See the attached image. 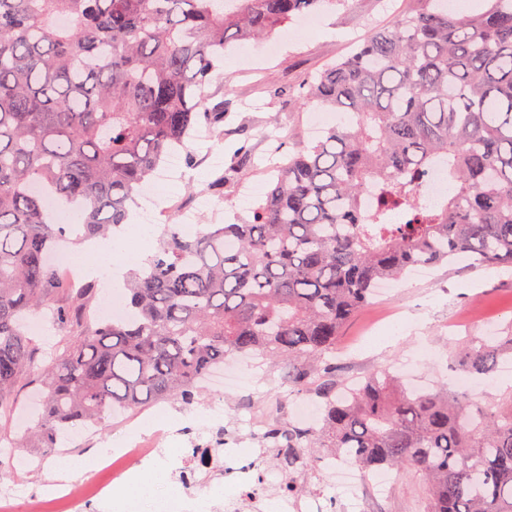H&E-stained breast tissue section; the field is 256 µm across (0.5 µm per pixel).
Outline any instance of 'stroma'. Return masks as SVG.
<instances>
[{
	"label": "stroma",
	"instance_id": "obj_1",
	"mask_svg": "<svg viewBox=\"0 0 512 512\" xmlns=\"http://www.w3.org/2000/svg\"><path fill=\"white\" fill-rule=\"evenodd\" d=\"M420 0H348L346 5L321 10L316 14L314 29L298 24L280 29L271 44L236 42L224 56V119L225 157H232L239 148H246L253 162L249 168L225 181L222 191L210 193L209 188L221 173L218 165L206 163L205 157L214 143L199 137L193 148L199 158L196 165L177 163L173 178L165 185L166 212L179 211L200 194H212L221 209L219 217L204 215L203 223L219 221L236 224L248 218L253 203L266 190L267 173L265 135L272 134L293 144L308 143L321 134L323 124L334 121L335 115L323 112L314 119L312 106L290 105L288 88L302 83L326 63L347 55L353 44L361 42L370 23L385 25L399 14L417 10ZM401 303L417 311L407 321L399 336L384 339L376 347L356 345L355 339L366 326L387 307L379 301L363 308L343 328L336 358V367L345 377H362L378 366L403 361L424 345L430 344L442 353L437 364L418 368L421 378L438 380L449 375L455 364L448 352L461 337L480 335V320L493 318L498 329L512 325V270L471 272L463 265L439 266L425 271L416 280L403 281L390 302ZM279 372L260 366L252 377V402L241 409L232 395L224 397V414L213 422V429L248 430L249 417L261 416L267 399L279 396ZM20 460L41 457L39 471L0 465V474L8 483L33 491L44 480L55 478L65 467V457L47 455L42 449L20 448Z\"/></svg>",
	"mask_w": 512,
	"mask_h": 512
}]
</instances>
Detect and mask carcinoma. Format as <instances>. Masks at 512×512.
I'll list each match as a JSON object with an SVG mask.
<instances>
[{
	"label": "carcinoma",
	"mask_w": 512,
	"mask_h": 512,
	"mask_svg": "<svg viewBox=\"0 0 512 512\" xmlns=\"http://www.w3.org/2000/svg\"><path fill=\"white\" fill-rule=\"evenodd\" d=\"M342 2L0 0V419L40 387L26 447L117 409L190 406L225 358L260 356L320 406L314 425L268 427L288 490L306 491L333 451L364 472L420 476L425 512H512V388L407 391L384 364L350 391L333 362L378 281L458 260L512 268V0L463 16L422 0L288 92L349 120L311 145L276 140L271 156L288 160L243 223L170 221L126 274L121 318L85 322L96 285L49 263L68 242L56 213L76 215L77 245L111 238L170 155L195 163L199 126L223 140L210 87L230 41ZM436 166L452 191L431 207L420 189ZM45 309L61 336L50 356L26 330ZM453 355L469 377L492 376L512 358V325Z\"/></svg>",
	"instance_id": "obj_1"
}]
</instances>
